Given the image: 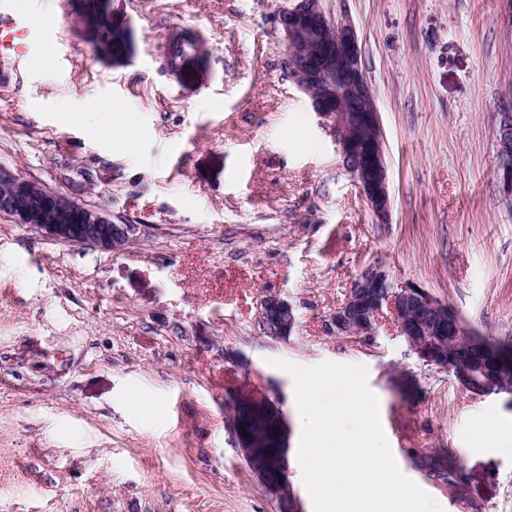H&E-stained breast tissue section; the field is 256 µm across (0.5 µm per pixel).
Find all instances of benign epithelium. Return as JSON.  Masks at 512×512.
I'll use <instances>...</instances> for the list:
<instances>
[{
    "label": "benign epithelium",
    "instance_id": "1",
    "mask_svg": "<svg viewBox=\"0 0 512 512\" xmlns=\"http://www.w3.org/2000/svg\"><path fill=\"white\" fill-rule=\"evenodd\" d=\"M276 22L290 50L310 36L329 34L324 57L313 61L292 56L291 73L296 85L309 96L314 112L332 120L334 139L343 162L377 219L386 221L391 201L381 118L362 71L355 27L348 20L330 21L320 0H296L293 6L278 13ZM499 111L496 178L502 198L509 202L512 200V122L507 114L512 112V102L501 105ZM363 128L376 131V136L363 139L360 135ZM73 204L75 201L61 193L0 168V214L13 218L15 223L28 225L56 241L91 245L108 252L122 251L132 241L135 225L114 224L105 212L89 208L77 219L67 209ZM262 304L275 311L273 321L264 324L265 332L278 337L287 334L296 323L294 307L276 293L265 295ZM410 311L419 315L430 312L440 330L463 335L453 309L415 284L394 282L380 264L365 267L354 279L345 301L330 317L329 325L338 335L351 333L371 340L387 317L418 359L448 372L462 385L476 379L485 380L481 368L457 373L443 362L441 351L414 342L415 328L406 319ZM256 403L267 421L263 436H258L248 414L230 416L229 427L244 460L257 455L264 457V467L253 474L265 492L278 501L279 512H299L296 497L279 493L280 485L288 484L290 473L285 417L278 405L263 395L256 396Z\"/></svg>",
    "mask_w": 512,
    "mask_h": 512
}]
</instances>
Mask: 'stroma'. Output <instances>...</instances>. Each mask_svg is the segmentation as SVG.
<instances>
[{"mask_svg": "<svg viewBox=\"0 0 512 512\" xmlns=\"http://www.w3.org/2000/svg\"><path fill=\"white\" fill-rule=\"evenodd\" d=\"M293 3L112 0L136 43L115 65L83 40L71 0H0L1 18L45 38L32 57L0 54V167L138 227L105 252L0 214V512H278L227 406L265 393L296 448L294 382L276 359L366 367L406 477L444 512H512V397L462 390L391 321L369 342L329 328L359 271L381 264L479 335L512 336V204L495 174L498 106L512 97L504 0H320L358 34L386 224L288 69L276 16ZM174 31L209 49L198 86L165 67ZM106 102L132 113L134 151L100 135ZM270 293L296 311L288 337L261 326ZM403 374L416 394L398 391ZM477 423L496 437L472 442ZM447 450L465 493L414 462Z\"/></svg>", "mask_w": 512, "mask_h": 512, "instance_id": "stroma-1", "label": "stroma"}]
</instances>
